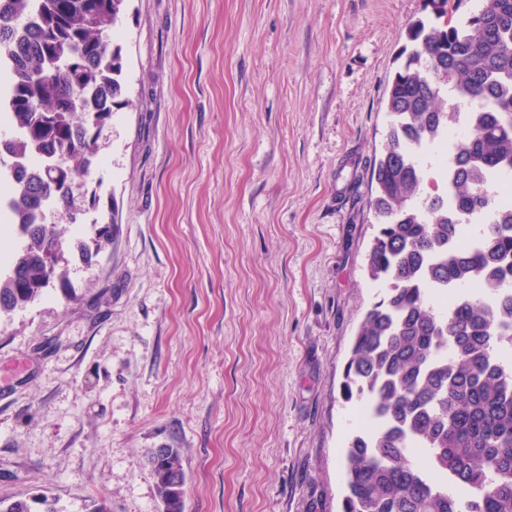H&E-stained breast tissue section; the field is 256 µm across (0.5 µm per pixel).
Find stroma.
<instances>
[{
  "mask_svg": "<svg viewBox=\"0 0 512 512\" xmlns=\"http://www.w3.org/2000/svg\"><path fill=\"white\" fill-rule=\"evenodd\" d=\"M424 4L129 0L84 220L112 243L0 315V499L159 512L175 448L184 512H341L370 173ZM155 457L164 456L166 448H154ZM158 495L164 512H183L185 475L182 459L178 449L167 448L166 455L152 469ZM181 473L182 481H174L175 475Z\"/></svg>",
  "mask_w": 512,
  "mask_h": 512,
  "instance_id": "obj_1",
  "label": "stroma"
}]
</instances>
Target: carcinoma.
<instances>
[{
	"label": "carcinoma",
	"mask_w": 512,
	"mask_h": 512,
	"mask_svg": "<svg viewBox=\"0 0 512 512\" xmlns=\"http://www.w3.org/2000/svg\"><path fill=\"white\" fill-rule=\"evenodd\" d=\"M441 0L438 25L418 20L413 48L387 92L388 133L374 163L378 233L367 272L387 285L365 313L344 369L345 401L379 419L348 442L343 512H512V206L488 188L512 178V0ZM114 0H0V44L12 46L8 139L23 186L22 237L0 269V313L39 298L63 273L45 257L63 230L38 220L71 206V181L95 156L90 113L123 99ZM75 51L81 70L67 54ZM443 193L422 196L420 155L460 121ZM34 156L39 173L25 171ZM178 449L152 468L163 512H183ZM0 512H58L45 495Z\"/></svg>",
	"instance_id": "1"
}]
</instances>
